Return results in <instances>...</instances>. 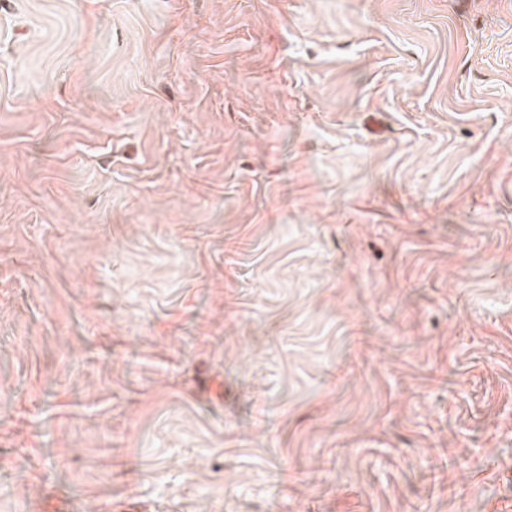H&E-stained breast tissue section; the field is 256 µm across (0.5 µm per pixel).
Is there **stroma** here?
<instances>
[{"instance_id":"35a3bbf8","label":"stroma","mask_w":512,"mask_h":512,"mask_svg":"<svg viewBox=\"0 0 512 512\" xmlns=\"http://www.w3.org/2000/svg\"><path fill=\"white\" fill-rule=\"evenodd\" d=\"M512 512V0H0V512Z\"/></svg>"}]
</instances>
